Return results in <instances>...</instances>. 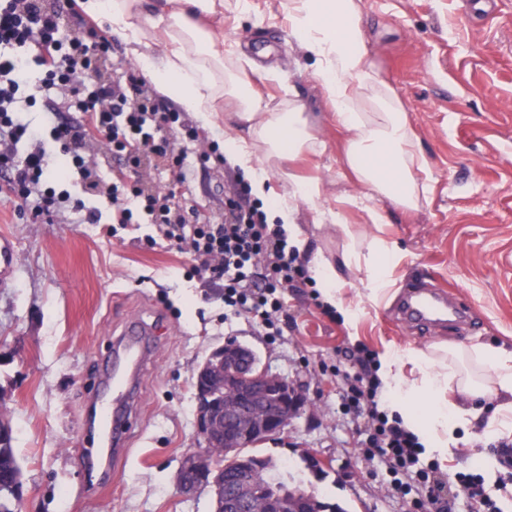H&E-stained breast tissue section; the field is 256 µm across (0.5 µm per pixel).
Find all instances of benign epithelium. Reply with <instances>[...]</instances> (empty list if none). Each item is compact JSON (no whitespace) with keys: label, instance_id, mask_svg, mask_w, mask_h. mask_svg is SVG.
<instances>
[{"label":"benign epithelium","instance_id":"benign-epithelium-1","mask_svg":"<svg viewBox=\"0 0 512 512\" xmlns=\"http://www.w3.org/2000/svg\"><path fill=\"white\" fill-rule=\"evenodd\" d=\"M199 448L186 454L179 469L185 492L208 488L216 512H308L304 489L268 496L260 475L241 470L225 481V466L246 448L280 438L301 415L305 393L288 378L259 367L256 353L233 338L215 348L194 378ZM224 449V466L215 469L210 449Z\"/></svg>","mask_w":512,"mask_h":512}]
</instances>
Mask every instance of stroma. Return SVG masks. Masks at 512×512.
<instances>
[{
  "label": "stroma",
  "mask_w": 512,
  "mask_h": 512,
  "mask_svg": "<svg viewBox=\"0 0 512 512\" xmlns=\"http://www.w3.org/2000/svg\"><path fill=\"white\" fill-rule=\"evenodd\" d=\"M254 2L255 15L225 11L224 38L277 67V78L253 76L265 93L305 106L326 148L299 171L323 178L324 207L401 250L394 298L366 305V273L346 267L344 236L313 223L301 203L307 254L322 253L341 271L344 297L364 313L347 325L312 284H300L284 294L292 322L270 336L245 318H225L223 281L193 276L190 255L150 243L153 225L89 224L69 212L50 222L0 194V234L17 249L12 277L0 286V415L11 423L22 468V512H212L209 492H181L177 475L197 446L196 370L228 338L311 400L287 436L257 445L255 454L293 465L296 479L349 512H411L384 469L358 450L361 420L342 403L351 368L345 350L375 355L445 343L512 352V0H359L368 60L398 95L427 163L428 199L415 211L361 198L346 180L344 136L288 35L282 0ZM223 145L222 133L204 128L197 140L178 143L187 155L178 200L201 223L223 221L224 192L239 177L231 165L202 162V151ZM369 208L381 223H368ZM412 288L448 296L466 312V327L428 332L402 319L398 300ZM132 316L152 323L157 351L141 379L138 435L126 456H95L112 476L97 489L88 475L95 457L82 446L86 417L113 332ZM497 404L487 397L481 419L460 432L440 470L481 475L501 512H512V469L500 464L512 431L485 432ZM306 457L321 469H306Z\"/></svg>",
  "instance_id": "obj_1"
}]
</instances>
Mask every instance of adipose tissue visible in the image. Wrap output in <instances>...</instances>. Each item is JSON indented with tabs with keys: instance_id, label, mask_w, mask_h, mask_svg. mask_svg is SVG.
<instances>
[{
	"instance_id": "1",
	"label": "adipose tissue",
	"mask_w": 512,
	"mask_h": 512,
	"mask_svg": "<svg viewBox=\"0 0 512 512\" xmlns=\"http://www.w3.org/2000/svg\"><path fill=\"white\" fill-rule=\"evenodd\" d=\"M83 8L91 17L105 18L160 92L193 112L203 126L217 130L219 112L232 110L246 135L227 137L224 152L242 170L255 198L268 195V168L287 157L324 150L301 106L267 102L244 69L225 68V57L236 51L225 48L224 30L216 23L224 14V0H84ZM285 9L288 31L313 61L336 125L347 134V163L366 197L418 208L428 193L417 179L426 169L418 136L392 88L367 60L358 0H288ZM157 44L163 47L158 56L152 53ZM287 179L288 191L268 217L285 225L289 246H305L295 223L296 205L302 202L314 223L335 224L352 242L347 263L365 268L367 299L375 305L387 300L392 272L401 261L399 249L381 237L372 238L367 251L355 249L360 232L340 212L324 208L320 178L291 172ZM310 266L316 287L346 323L356 324L362 310L343 298L337 268L318 255ZM452 354L443 346L389 349L378 359L390 414L402 419L430 456L447 455L459 429L480 416L479 401L489 394L502 396V411L512 412V353L484 345L466 351L484 375L480 383L449 368ZM452 385L460 392L459 400L448 398Z\"/></svg>"
}]
</instances>
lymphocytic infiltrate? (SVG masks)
<instances>
[{
  "label": "lymphocytic infiltrate",
  "mask_w": 512,
  "mask_h": 512,
  "mask_svg": "<svg viewBox=\"0 0 512 512\" xmlns=\"http://www.w3.org/2000/svg\"><path fill=\"white\" fill-rule=\"evenodd\" d=\"M78 0L51 6L45 0H0V179L17 204L40 193L38 214L61 211L68 191L41 193L51 176L53 152L85 137L106 141L115 156L136 165V152L147 149L169 158L173 170L183 168L184 155L175 145L181 133L178 116L160 112L143 80L128 73L111 84L88 90L84 78L96 59L87 44L64 43L65 17H79ZM66 90L86 120L65 124L49 119L35 129L22 118L21 103H32L33 84ZM112 221L157 225L164 237L191 254L198 271L224 280L225 315L243 316L261 326L275 325L283 309L282 288L309 280L305 260L290 248L281 225L271 224L262 204L251 201L243 183L225 195L224 221L195 224L186 209L139 187L113 184L108 194ZM355 372L346 374L347 409L365 415L367 428L361 452L385 466L390 488L412 498L419 512H453L448 482L436 466H423L417 436L398 417L389 416L373 357L354 354Z\"/></svg>",
  "instance_id": "1"
}]
</instances>
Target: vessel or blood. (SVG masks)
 <instances>
[{
  "mask_svg": "<svg viewBox=\"0 0 512 512\" xmlns=\"http://www.w3.org/2000/svg\"><path fill=\"white\" fill-rule=\"evenodd\" d=\"M15 242L0 236V285L5 284L13 273ZM403 314L425 326H440L448 321V301L430 290L412 292L403 302ZM154 330L137 317L129 318L113 341V369L105 380L112 389V404L100 409V418L112 434L114 452L126 453L130 437L137 427L136 382L152 360L156 345L152 339Z\"/></svg>",
  "mask_w": 512,
  "mask_h": 512,
  "instance_id": "vessel-or-blood-1",
  "label": "vessel or blood"
}]
</instances>
